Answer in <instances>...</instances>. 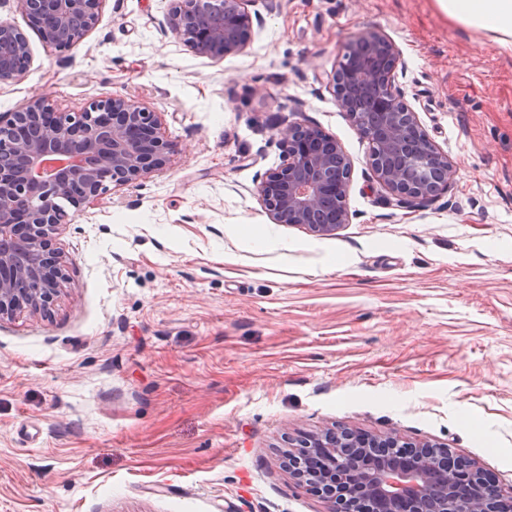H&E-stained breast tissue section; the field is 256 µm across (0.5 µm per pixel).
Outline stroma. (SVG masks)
I'll return each mask as SVG.
<instances>
[{"mask_svg":"<svg viewBox=\"0 0 512 512\" xmlns=\"http://www.w3.org/2000/svg\"><path fill=\"white\" fill-rule=\"evenodd\" d=\"M170 0H107L75 49L33 61L0 113L129 97L160 112L166 166L64 225L49 315L0 321V512H328L292 479L303 436L356 429L448 448L512 487V52L434 0H252L245 53L162 30ZM456 169L391 205L329 82L354 33ZM306 122L352 161L336 235L276 224L257 194Z\"/></svg>","mask_w":512,"mask_h":512,"instance_id":"1","label":"stroma"}]
</instances>
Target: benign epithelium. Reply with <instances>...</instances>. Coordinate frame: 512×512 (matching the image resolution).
Returning <instances> with one entry per match:
<instances>
[{
    "label": "benign epithelium",
    "mask_w": 512,
    "mask_h": 512,
    "mask_svg": "<svg viewBox=\"0 0 512 512\" xmlns=\"http://www.w3.org/2000/svg\"><path fill=\"white\" fill-rule=\"evenodd\" d=\"M107 0H20L45 47L78 46L95 27ZM251 0H172L167 26L203 56L245 51L240 33L252 26ZM30 48L17 27L0 22V82L26 70ZM401 53L382 32L349 39L332 75L333 92L371 150L368 164L396 206L434 197L454 176L404 102L397 85ZM281 166L267 173L256 194L276 224H295L330 236L349 223L351 161L319 128L294 123L279 132ZM172 143L157 112L118 95L81 109L59 111L44 94L0 114V320L41 313L67 280L58 230L81 208L162 169ZM298 482L331 504L330 512H506L503 491L483 470L457 462L448 474V449L399 436L327 431L288 453Z\"/></svg>",
    "instance_id": "obj_1"
}]
</instances>
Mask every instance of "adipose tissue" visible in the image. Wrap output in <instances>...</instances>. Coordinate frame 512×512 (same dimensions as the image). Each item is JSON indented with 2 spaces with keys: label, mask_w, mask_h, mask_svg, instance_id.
<instances>
[{
  "label": "adipose tissue",
  "mask_w": 512,
  "mask_h": 512,
  "mask_svg": "<svg viewBox=\"0 0 512 512\" xmlns=\"http://www.w3.org/2000/svg\"><path fill=\"white\" fill-rule=\"evenodd\" d=\"M449 21L490 33L502 48L512 51V0H435Z\"/></svg>",
  "instance_id": "adipose-tissue-1"
}]
</instances>
